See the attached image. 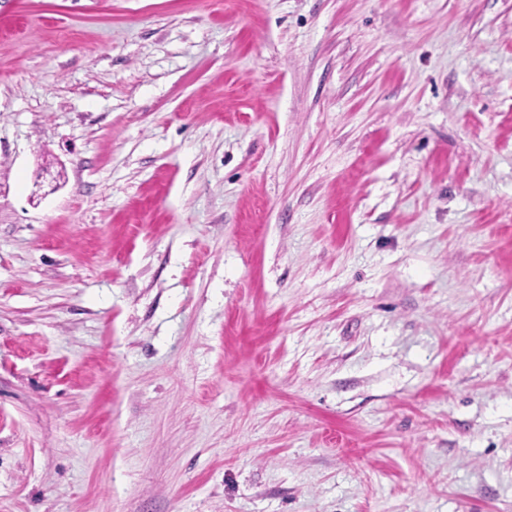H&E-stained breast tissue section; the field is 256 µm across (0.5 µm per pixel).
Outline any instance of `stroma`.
Returning <instances> with one entry per match:
<instances>
[{
  "instance_id": "stroma-1",
  "label": "stroma",
  "mask_w": 512,
  "mask_h": 512,
  "mask_svg": "<svg viewBox=\"0 0 512 512\" xmlns=\"http://www.w3.org/2000/svg\"><path fill=\"white\" fill-rule=\"evenodd\" d=\"M0 512H512V0H0Z\"/></svg>"
}]
</instances>
